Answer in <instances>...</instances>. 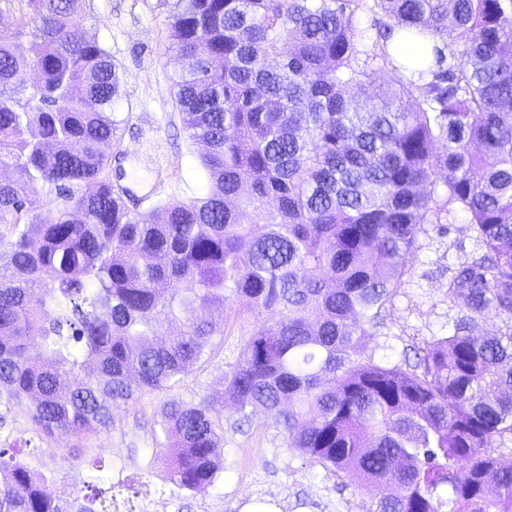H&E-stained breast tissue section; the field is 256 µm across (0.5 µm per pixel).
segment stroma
Instances as JSON below:
<instances>
[{
	"mask_svg": "<svg viewBox=\"0 0 512 512\" xmlns=\"http://www.w3.org/2000/svg\"><path fill=\"white\" fill-rule=\"evenodd\" d=\"M80 22L111 54L122 77L117 110L126 125L107 154L118 159V186L129 207L148 220L161 206L203 194V147L189 139L171 94L179 66L158 0H84ZM474 247L464 217L443 231L425 225L417 250L406 257L409 273L387 324L368 344L376 359L400 362L404 349L447 333L456 316L446 296L448 277ZM251 325L249 316L225 310L223 337L213 340L183 383L115 408L107 431L43 440L21 406L0 423V445L16 448L18 460L45 476L59 495L74 481L83 483L87 497L103 490L113 498L112 512H143L161 494L171 498L172 512H249L269 502L278 512H375L374 490L289 450L282 431L261 411L245 427L233 408L214 411L221 434L214 482L194 490L171 483L170 450L160 428L164 404L199 400L236 363Z\"/></svg>",
	"mask_w": 512,
	"mask_h": 512,
	"instance_id": "stroma-1",
	"label": "stroma"
}]
</instances>
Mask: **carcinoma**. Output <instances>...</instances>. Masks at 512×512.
I'll return each instance as SVG.
<instances>
[{"mask_svg": "<svg viewBox=\"0 0 512 512\" xmlns=\"http://www.w3.org/2000/svg\"><path fill=\"white\" fill-rule=\"evenodd\" d=\"M160 4L207 191L158 224L112 186L101 147L126 123L121 77L76 21L82 0H27L0 31V169L16 172L0 180V405L30 398L46 437L91 436L113 406L179 386L232 301L254 319L238 361L162 409L175 486L213 482L212 412L230 404L374 488L376 512H512V329L473 332L512 318V0ZM396 30L452 40L459 63L436 45L398 60ZM41 190L58 201L49 223ZM455 212L481 253L448 278L452 329L413 362L376 360L367 339L406 255ZM46 482L0 448V512H69Z\"/></svg>", "mask_w": 512, "mask_h": 512, "instance_id": "obj_1", "label": "carcinoma"}]
</instances>
